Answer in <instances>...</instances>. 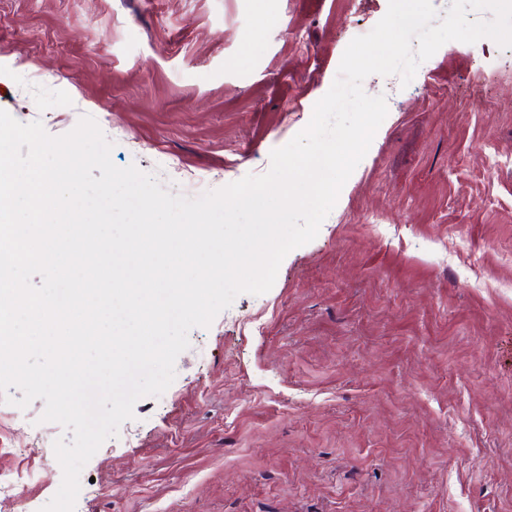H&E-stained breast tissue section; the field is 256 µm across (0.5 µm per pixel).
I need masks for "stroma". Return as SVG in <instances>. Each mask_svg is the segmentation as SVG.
Returning <instances> with one entry per match:
<instances>
[{"mask_svg":"<svg viewBox=\"0 0 512 512\" xmlns=\"http://www.w3.org/2000/svg\"><path fill=\"white\" fill-rule=\"evenodd\" d=\"M388 0H0V110L93 117L113 164L196 197L270 167ZM265 294L190 331L175 379L84 466L75 512H512V48L450 41ZM44 400L0 402V512L63 472Z\"/></svg>","mask_w":512,"mask_h":512,"instance_id":"obj_1","label":"stroma"}]
</instances>
